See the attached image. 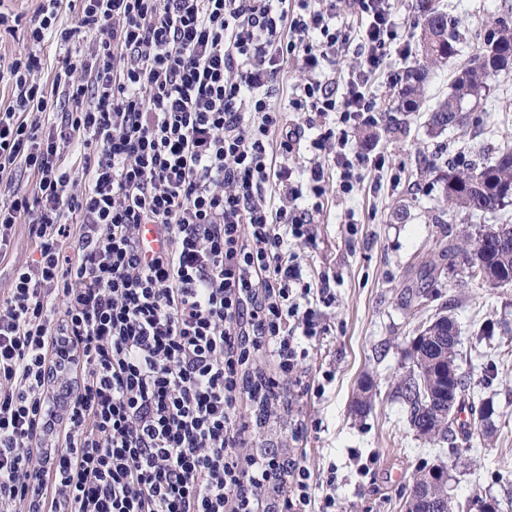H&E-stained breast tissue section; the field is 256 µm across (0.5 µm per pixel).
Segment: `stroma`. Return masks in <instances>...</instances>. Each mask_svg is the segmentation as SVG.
Returning a JSON list of instances; mask_svg holds the SVG:
<instances>
[{
	"instance_id": "35a3bbf8",
	"label": "stroma",
	"mask_w": 512,
	"mask_h": 512,
	"mask_svg": "<svg viewBox=\"0 0 512 512\" xmlns=\"http://www.w3.org/2000/svg\"><path fill=\"white\" fill-rule=\"evenodd\" d=\"M457 20L461 35L457 55L431 69L425 102L416 112L397 111L398 86L379 80L372 90L379 98L378 124L356 132L354 146L384 156L386 169L365 171L352 195L328 186L318 217L315 246L296 248L304 277L312 287L329 280L335 302L324 308V335L309 343V376L330 372L321 396L297 397L295 411L304 424L300 440H292L287 418L274 415L255 427L253 450L305 451L317 472L336 466L341 512H402L421 463L452 468L451 485L458 501L474 488L500 500L512 498V466L499 469L500 459L512 462V432L495 433L475 452L474 466H454L449 444L433 445L417 436L406 422L403 404L394 391L412 365L411 342L417 329L448 300V276L439 274L426 285L417 272L438 239L455 234L467 223L438 224L439 201L448 167L467 160L473 147L512 138V121L497 111L482 113L479 124L432 132L431 109L447 97L456 72L470 59L484 24L512 7V0H438ZM436 155L437 165L423 170V159ZM460 329L458 364L469 378L479 379L498 355L504 364L494 384L479 389L497 412L512 413V287L470 288L453 308ZM369 386L370 406L357 398ZM369 463L368 474L359 466Z\"/></svg>"
}]
</instances>
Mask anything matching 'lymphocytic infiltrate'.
Wrapping results in <instances>:
<instances>
[{"label":"lymphocytic infiltrate","instance_id":"f902f5d3","mask_svg":"<svg viewBox=\"0 0 512 512\" xmlns=\"http://www.w3.org/2000/svg\"><path fill=\"white\" fill-rule=\"evenodd\" d=\"M61 4L0 8L29 42L0 56V174L33 184L0 189V258L22 222L36 251L0 295V512H340L335 468L247 452L240 407L325 391L305 360L334 295L293 247L328 169L347 195L386 164L349 143L377 121L371 77L400 78L394 0H352L354 26L331 0H73L69 27ZM302 73L291 61L284 64L278 77L277 83L271 92V104L275 107L283 106L287 103V97L291 94L294 85L299 83Z\"/></svg>","mask_w":512,"mask_h":512}]
</instances>
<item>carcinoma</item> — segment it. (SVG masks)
Listing matches in <instances>:
<instances>
[{
  "mask_svg": "<svg viewBox=\"0 0 512 512\" xmlns=\"http://www.w3.org/2000/svg\"><path fill=\"white\" fill-rule=\"evenodd\" d=\"M418 17L414 27L419 29L416 55L422 63L416 64L402 77L404 87L399 93L398 112H413L420 104L428 75L427 65L441 63L455 55L460 41L458 22L438 8L434 0H419ZM512 69V10L487 24L478 42L476 52L459 70L451 84V93L431 111L429 125L437 133L450 128H463L470 122L471 113L478 111L489 97L488 82L496 74ZM512 199V141L504 140L492 148L491 157H484V147L473 150L472 158L450 167L446 177L441 216L435 223L445 224L443 216L464 211L472 216L477 212L497 214L507 208ZM507 240L500 241L488 234L489 243H481L473 232V225H465L459 234L439 243L438 258L447 262L454 272L461 260L479 258L490 275L496 277L512 272V224H495ZM427 331L434 339L414 349L420 361L429 365L428 372H411L396 387L397 397L406 408V419L417 434L432 443L455 444L454 421L448 417L447 395L442 390L448 385L440 378L431 377L445 363H457L459 342L455 320L448 315H435L428 322ZM492 403H482L477 427L482 438H489L497 428L492 420ZM448 468L440 466L438 473L428 481L429 503L419 504V512H454V501L448 499Z\"/></svg>",
  "mask_w": 512,
  "mask_h": 512,
  "instance_id": "carcinoma-1",
  "label": "carcinoma"
}]
</instances>
